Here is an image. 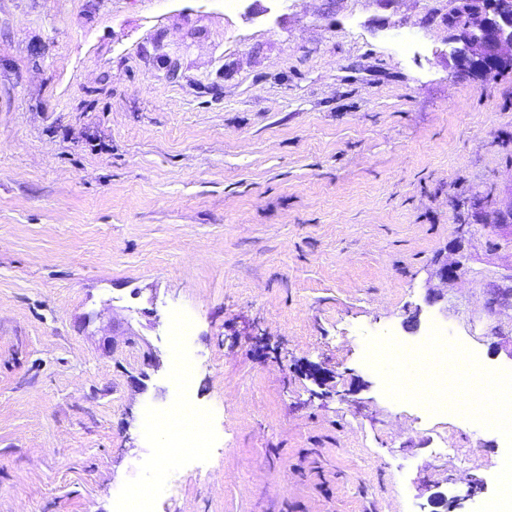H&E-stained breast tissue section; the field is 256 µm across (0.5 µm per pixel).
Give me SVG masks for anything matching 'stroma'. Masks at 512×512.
<instances>
[{"label":"stroma","mask_w":512,"mask_h":512,"mask_svg":"<svg viewBox=\"0 0 512 512\" xmlns=\"http://www.w3.org/2000/svg\"><path fill=\"white\" fill-rule=\"evenodd\" d=\"M455 6L0 0V512L161 477L157 512L493 497L504 437L365 360L436 320L512 369V231L481 221L512 200V72L459 71ZM177 313L210 446L167 469L143 416L175 400Z\"/></svg>","instance_id":"obj_1"}]
</instances>
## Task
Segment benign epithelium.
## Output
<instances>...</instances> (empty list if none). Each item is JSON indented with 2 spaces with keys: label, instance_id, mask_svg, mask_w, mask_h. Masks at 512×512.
I'll return each mask as SVG.
<instances>
[{
  "label": "benign epithelium",
  "instance_id": "benign-epithelium-1",
  "mask_svg": "<svg viewBox=\"0 0 512 512\" xmlns=\"http://www.w3.org/2000/svg\"><path fill=\"white\" fill-rule=\"evenodd\" d=\"M468 21L449 23L451 55L466 70H512V0H462Z\"/></svg>",
  "mask_w": 512,
  "mask_h": 512
}]
</instances>
